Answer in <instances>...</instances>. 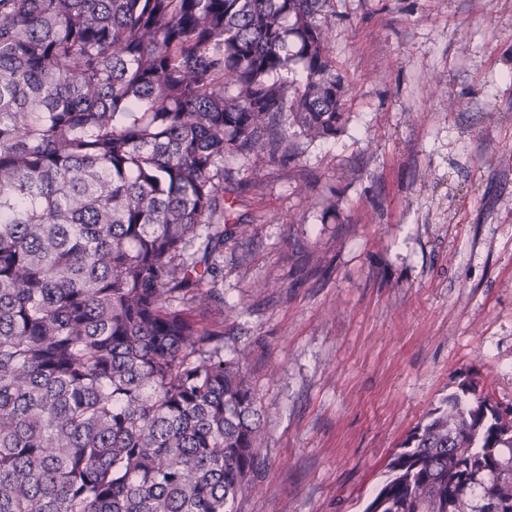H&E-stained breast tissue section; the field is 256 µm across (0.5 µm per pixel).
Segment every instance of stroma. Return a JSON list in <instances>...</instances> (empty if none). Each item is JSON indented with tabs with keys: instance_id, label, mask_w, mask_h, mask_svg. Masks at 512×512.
I'll return each mask as SVG.
<instances>
[{
	"instance_id": "stroma-1",
	"label": "stroma",
	"mask_w": 512,
	"mask_h": 512,
	"mask_svg": "<svg viewBox=\"0 0 512 512\" xmlns=\"http://www.w3.org/2000/svg\"><path fill=\"white\" fill-rule=\"evenodd\" d=\"M329 47L342 129L227 162L248 231L212 317L270 413L240 512H362L457 377L512 400V0H336Z\"/></svg>"
}]
</instances>
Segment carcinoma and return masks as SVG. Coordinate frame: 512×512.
<instances>
[{
    "mask_svg": "<svg viewBox=\"0 0 512 512\" xmlns=\"http://www.w3.org/2000/svg\"><path fill=\"white\" fill-rule=\"evenodd\" d=\"M335 0H0V512H237L265 410L206 320L224 168L333 136ZM305 72L295 86L281 77ZM363 512H512V404L468 374Z\"/></svg>",
    "mask_w": 512,
    "mask_h": 512,
    "instance_id": "1",
    "label": "carcinoma"
}]
</instances>
